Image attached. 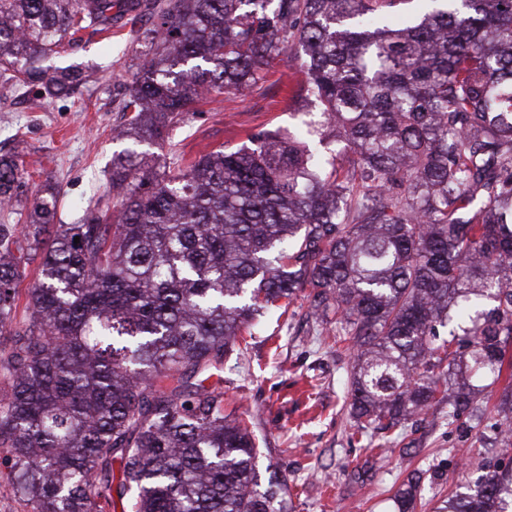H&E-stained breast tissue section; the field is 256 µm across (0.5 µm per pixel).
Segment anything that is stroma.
Segmentation results:
<instances>
[{
  "mask_svg": "<svg viewBox=\"0 0 512 512\" xmlns=\"http://www.w3.org/2000/svg\"><path fill=\"white\" fill-rule=\"evenodd\" d=\"M117 24L95 36L84 50L66 51L58 65L75 66L88 82L72 98L33 100L18 96L0 101V152L14 155L25 183L20 204L0 208V224H23L39 186L59 189L56 223L72 224L109 190L112 154L120 145L112 129L121 121L120 102L131 83L144 43L134 27ZM300 61L286 53L273 61L268 81L250 86L237 97H217L201 104L172 133V148L185 160L223 147L247 143L259 128H292L298 114L289 88ZM336 323L308 316L297 300L286 315L271 313L245 333L241 354L224 361V409L245 418L260 441L258 470L273 467L288 480L292 512H392L395 488L413 470L427 477L422 496L427 507L477 477L483 457L500 454L502 445L487 414L479 428L469 416L448 424L444 411L407 423L402 448H379L361 436L349 415L348 380L352 354L334 338ZM375 466L354 487L355 465Z\"/></svg>",
  "mask_w": 512,
  "mask_h": 512,
  "instance_id": "35a3bbf8",
  "label": "stroma"
}]
</instances>
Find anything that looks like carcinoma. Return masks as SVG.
Listing matches in <instances>:
<instances>
[{
    "instance_id": "carcinoma-1",
    "label": "carcinoma",
    "mask_w": 512,
    "mask_h": 512,
    "mask_svg": "<svg viewBox=\"0 0 512 512\" xmlns=\"http://www.w3.org/2000/svg\"><path fill=\"white\" fill-rule=\"evenodd\" d=\"M398 2L0 0V90L46 100L84 82L44 67L58 49L153 18L112 196L57 224L48 184L21 234L0 224V449L32 512H288L219 375L246 327L300 296L336 314L350 415L380 447L443 403L451 425L492 400L512 442V0H423L394 25ZM292 50L304 138L263 128L188 164L145 149ZM18 189L0 155V207ZM475 488L436 512H506L512 465L487 460Z\"/></svg>"
}]
</instances>
